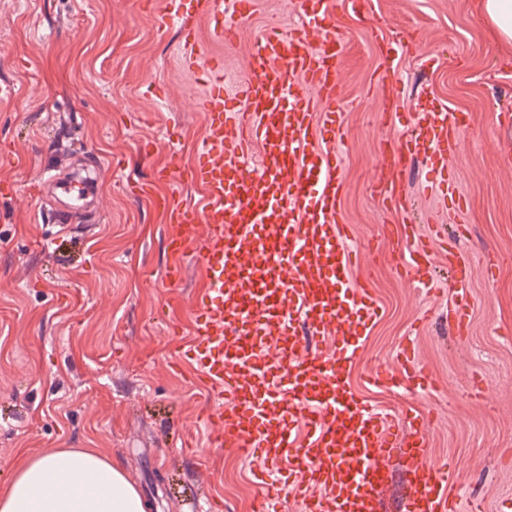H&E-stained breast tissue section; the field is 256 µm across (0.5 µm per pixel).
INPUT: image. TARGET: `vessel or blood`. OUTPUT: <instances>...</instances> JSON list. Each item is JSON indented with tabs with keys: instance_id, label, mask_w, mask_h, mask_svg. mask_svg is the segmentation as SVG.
Instances as JSON below:
<instances>
[{
	"instance_id": "1",
	"label": "vessel or blood",
	"mask_w": 512,
	"mask_h": 512,
	"mask_svg": "<svg viewBox=\"0 0 512 512\" xmlns=\"http://www.w3.org/2000/svg\"><path fill=\"white\" fill-rule=\"evenodd\" d=\"M216 19L214 36L232 40L251 11L249 0H203ZM306 27L273 26L253 43L240 109L224 107V67L208 64L211 87L202 108L206 137L189 167L204 189L200 209L180 195L165 202L168 247L176 259L166 273L181 282L179 258L197 254L206 286L194 307V339L183 351L198 382L218 404L206 424L212 443L257 457L255 483L277 491L284 473L298 479L304 512H483L462 510L451 492L458 463L427 460V414L392 430L390 416L366 408L349 368L361 336L382 308L358 286L349 227L342 220V154L336 99L341 82L330 0H291ZM324 31L315 49L308 28ZM457 113L430 95L420 97L405 144L408 156L430 155L440 169L456 153ZM259 151L257 170L245 160ZM53 195L83 207L95 187L82 177H55ZM211 232L200 237L197 217ZM402 276L431 289L439 277L429 244L406 231ZM449 311L457 330L470 325L473 301L466 256L449 251ZM394 372L375 371L371 383L407 379L433 388L410 349Z\"/></svg>"
}]
</instances>
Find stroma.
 <instances>
[{
  "label": "stroma",
  "instance_id": "obj_1",
  "mask_svg": "<svg viewBox=\"0 0 512 512\" xmlns=\"http://www.w3.org/2000/svg\"><path fill=\"white\" fill-rule=\"evenodd\" d=\"M256 2L225 45L202 0H184L181 19L165 26L161 0H0V81L18 89L0 107V183L14 187L0 194V487L23 455L94 448L151 512H254L250 463L209 446L201 419L216 402L178 359L205 277L188 255L181 284L168 285V227L155 200L171 189L195 206L203 197L176 173L207 130L203 71L179 54L184 30L228 76L244 73L263 27L301 24L284 0ZM333 4L345 45L342 206L360 285L385 310L349 378L369 408L429 414L430 458L461 465L453 493L497 512L512 496V57L479 0ZM423 89L464 115L444 173L422 157L385 163L409 136ZM92 159L102 164L99 195L57 237L44 173ZM163 168L174 170L171 184L156 182ZM409 222L422 239L445 225L468 257L475 306L466 334L448 321L447 294L401 277ZM406 346L434 381L430 395L366 384L374 369H398ZM476 375L489 384L481 397Z\"/></svg>",
  "mask_w": 512,
  "mask_h": 512
}]
</instances>
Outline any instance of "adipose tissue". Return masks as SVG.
Returning <instances> with one entry per match:
<instances>
[{"label":"adipose tissue","mask_w":512,"mask_h":512,"mask_svg":"<svg viewBox=\"0 0 512 512\" xmlns=\"http://www.w3.org/2000/svg\"><path fill=\"white\" fill-rule=\"evenodd\" d=\"M0 512H148L124 472L93 448L29 456L0 488Z\"/></svg>","instance_id":"obj_1"}]
</instances>
